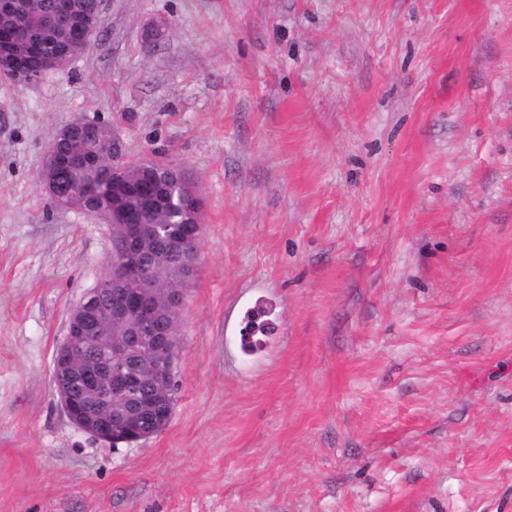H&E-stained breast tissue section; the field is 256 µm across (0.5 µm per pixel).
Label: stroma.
<instances>
[{
	"instance_id": "stroma-1",
	"label": "stroma",
	"mask_w": 512,
	"mask_h": 512,
	"mask_svg": "<svg viewBox=\"0 0 512 512\" xmlns=\"http://www.w3.org/2000/svg\"><path fill=\"white\" fill-rule=\"evenodd\" d=\"M103 12L64 71L0 79V512H512V0ZM80 119L201 200L175 408L139 446L51 381L112 256L38 182Z\"/></svg>"
}]
</instances>
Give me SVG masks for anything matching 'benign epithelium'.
I'll list each match as a JSON object with an SVG mask.
<instances>
[{
    "instance_id": "7a95c632",
    "label": "benign epithelium",
    "mask_w": 512,
    "mask_h": 512,
    "mask_svg": "<svg viewBox=\"0 0 512 512\" xmlns=\"http://www.w3.org/2000/svg\"><path fill=\"white\" fill-rule=\"evenodd\" d=\"M72 3L55 0L41 13L42 27L72 29L90 41L102 27L103 0L83 13L81 24L71 27ZM0 76L32 84L70 63L66 44L43 41L32 31L33 21L18 0H0ZM84 133L108 147L110 155H89L86 163L116 165L124 155L123 139L112 126L86 120L72 121L57 132L62 141ZM72 159L57 146L46 150L38 182L57 210H76L75 195L62 189L58 172ZM201 201L193 193L183 199V212L193 222L182 227L179 244H195L201 234L197 220ZM92 215L112 227V277L115 301L101 299L97 285L87 289L70 309L67 333L53 358L52 385L69 421L81 432L112 447L139 445L162 432L174 410L169 388L175 383L179 346V308L195 261L181 262L175 280L166 281L164 260L173 239L121 201L102 199Z\"/></svg>"
}]
</instances>
